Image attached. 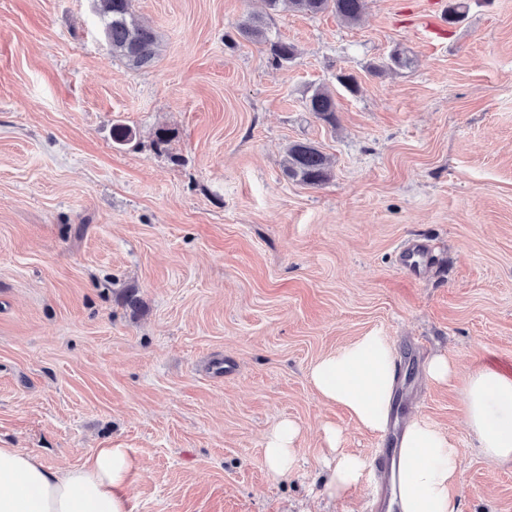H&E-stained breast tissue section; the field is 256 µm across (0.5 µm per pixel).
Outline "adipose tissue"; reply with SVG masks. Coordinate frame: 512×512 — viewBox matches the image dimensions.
<instances>
[{
    "instance_id": "ef3b65f1",
    "label": "adipose tissue",
    "mask_w": 512,
    "mask_h": 512,
    "mask_svg": "<svg viewBox=\"0 0 512 512\" xmlns=\"http://www.w3.org/2000/svg\"><path fill=\"white\" fill-rule=\"evenodd\" d=\"M310 382L327 401L345 407L370 431L390 421L396 385L394 353L375 333L318 359ZM466 416L484 457L512 462V378L482 368L463 388ZM298 424L283 420L266 437L264 455L274 474L296 463ZM331 464L326 489L341 496L356 487L366 469L363 457L341 449V433L324 429ZM460 450L431 423L410 420L399 440L393 503L397 512H460L454 493ZM133 461L124 448H94L64 471L45 468L20 448H0V512H132L129 477Z\"/></svg>"
}]
</instances>
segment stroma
Instances as JSON below:
<instances>
[{
  "mask_svg": "<svg viewBox=\"0 0 512 512\" xmlns=\"http://www.w3.org/2000/svg\"><path fill=\"white\" fill-rule=\"evenodd\" d=\"M438 2L368 0L353 26L280 12L270 34L297 56L275 68L224 45L263 0H133L159 35L133 70L92 0H0L1 448L53 470L128 449L133 512H369L368 483L326 494L324 428L367 459L378 435L308 370L376 332L408 368L397 424L461 450L462 512H512V464L479 453L463 395L512 361V0L456 23ZM398 47L410 67L387 68ZM321 85L332 126L303 106ZM297 141L330 181L288 179ZM436 353L448 383L425 375ZM284 419L298 465L277 476L263 448Z\"/></svg>",
  "mask_w": 512,
  "mask_h": 512,
  "instance_id": "35a3bbf8",
  "label": "stroma"
}]
</instances>
